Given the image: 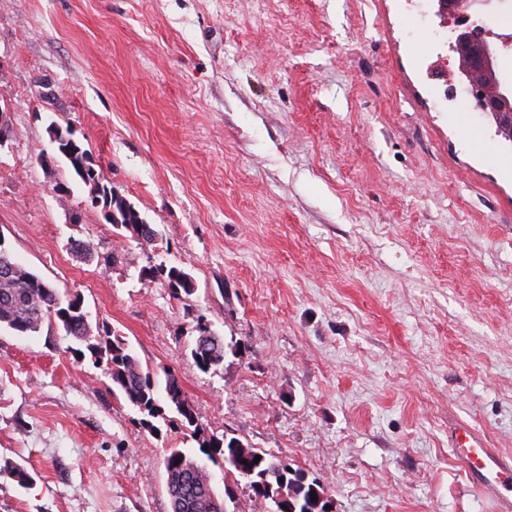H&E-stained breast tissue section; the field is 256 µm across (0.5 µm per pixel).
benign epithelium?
Instances as JSON below:
<instances>
[{"label":"benign epithelium","mask_w":512,"mask_h":512,"mask_svg":"<svg viewBox=\"0 0 512 512\" xmlns=\"http://www.w3.org/2000/svg\"><path fill=\"white\" fill-rule=\"evenodd\" d=\"M438 12L450 15L456 35L450 49L458 56L459 72L473 88L474 107L491 115L496 131L512 137V75L504 74L499 58L507 42L490 40L483 25L470 21L469 10L486 7L492 0H437Z\"/></svg>","instance_id":"obj_1"}]
</instances>
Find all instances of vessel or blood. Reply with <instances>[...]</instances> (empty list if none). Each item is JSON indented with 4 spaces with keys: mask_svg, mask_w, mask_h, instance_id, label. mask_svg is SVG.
Masks as SVG:
<instances>
[{
    "mask_svg": "<svg viewBox=\"0 0 512 512\" xmlns=\"http://www.w3.org/2000/svg\"><path fill=\"white\" fill-rule=\"evenodd\" d=\"M452 451L472 486L495 504V512H512V456L487 448L483 436L461 425L451 433Z\"/></svg>",
    "mask_w": 512,
    "mask_h": 512,
    "instance_id": "vessel-or-blood-1",
    "label": "vessel or blood"
}]
</instances>
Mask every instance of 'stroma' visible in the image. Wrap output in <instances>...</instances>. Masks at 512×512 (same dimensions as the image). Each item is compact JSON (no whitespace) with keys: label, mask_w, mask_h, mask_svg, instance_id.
<instances>
[{"label":"stroma","mask_w":512,"mask_h":512,"mask_svg":"<svg viewBox=\"0 0 512 512\" xmlns=\"http://www.w3.org/2000/svg\"><path fill=\"white\" fill-rule=\"evenodd\" d=\"M0 0V248L174 373L205 433L317 480L333 512H492L456 421L512 455V143L458 110L428 0ZM71 129L155 231L55 155ZM89 244L90 258L73 252ZM188 273L174 294L143 268ZM229 349L209 371L199 323ZM54 326L0 331V512H171L197 441L111 392ZM67 130L62 132L61 141L57 143L58 152L67 160L74 174L96 193L95 198L102 200L104 217L114 227H124L132 232L142 243L149 244L153 240L154 231L150 224H146L138 211L123 199L115 197L112 189L101 183L100 173L94 167L87 150L69 137Z\"/></svg>","instance_id":"obj_1"}]
</instances>
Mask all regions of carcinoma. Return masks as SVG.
<instances>
[{"instance_id": "carcinoma-1", "label": "carcinoma", "mask_w": 512, "mask_h": 512, "mask_svg": "<svg viewBox=\"0 0 512 512\" xmlns=\"http://www.w3.org/2000/svg\"><path fill=\"white\" fill-rule=\"evenodd\" d=\"M58 152L67 160L74 174L91 187L95 198L102 201L104 217L114 227H123L137 239L148 244L153 240V228L146 224L138 211L123 199L112 194L101 183L100 173L94 167L87 150L83 149L69 134L62 135L57 143ZM149 278L167 279L168 286L178 294L194 292L191 278L184 272L164 265L145 269ZM73 294L59 293L55 288H40L31 283L26 275L19 274L10 279H0V330L18 334L37 333L45 322H59L62 312L69 313V323L64 328L66 336L84 346L93 364L104 367L112 381V387L121 392L128 402L143 415L142 425L157 430L153 420L164 417L165 409L157 396V382L149 371H143L137 359L130 353L121 337L107 328L93 329L83 321V313L71 311ZM224 338L207 324H199V336L191 347V356L203 371L219 365L224 360ZM165 393L169 408L177 413L176 420L199 447H208L209 459L220 456L224 460V476L246 481L257 498L274 500L284 489L288 499L275 506L272 512H323L325 502L321 498L326 491L308 474L294 468L286 461L262 450L242 447V442L226 436L205 437L196 421L191 403L184 394L182 385L172 374L166 375ZM259 462H254L256 456ZM166 487L170 497L171 512H224V501L213 499L210 472L183 451L173 449L164 458ZM316 499H311V492Z\"/></svg>"}]
</instances>
